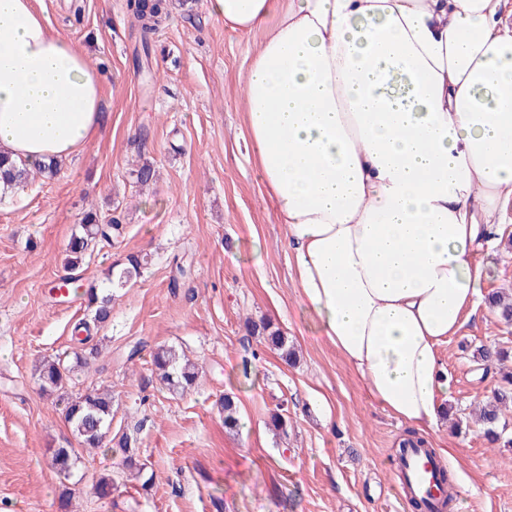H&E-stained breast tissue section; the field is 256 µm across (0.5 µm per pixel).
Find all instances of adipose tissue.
Here are the masks:
<instances>
[{"mask_svg":"<svg viewBox=\"0 0 512 512\" xmlns=\"http://www.w3.org/2000/svg\"><path fill=\"white\" fill-rule=\"evenodd\" d=\"M34 3L0 0V154L62 160L102 126L101 77ZM208 3L265 33L243 103L303 302L392 416L436 428L440 347L512 202V0Z\"/></svg>","mask_w":512,"mask_h":512,"instance_id":"adipose-tissue-1","label":"adipose tissue"}]
</instances>
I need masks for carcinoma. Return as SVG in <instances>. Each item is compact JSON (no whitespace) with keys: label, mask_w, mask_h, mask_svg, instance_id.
Masks as SVG:
<instances>
[{"label":"carcinoma","mask_w":512,"mask_h":512,"mask_svg":"<svg viewBox=\"0 0 512 512\" xmlns=\"http://www.w3.org/2000/svg\"><path fill=\"white\" fill-rule=\"evenodd\" d=\"M174 0H126V10L131 27L137 29L142 37L143 47H148V35L166 20L172 10ZM40 173L54 176L60 170L55 160L49 162H12L0 156V173L7 172L6 189H22L31 178V169ZM136 184L141 187L153 182L155 171L144 162L132 170ZM118 229V224L104 222L92 210L86 212L81 219L79 229L72 234L66 246V266L74 270L80 266L88 251L102 240H109L112 231ZM119 271L109 270L108 283L122 285L128 279L140 274L147 265V258L139 254H128L121 262ZM87 305L95 308L94 321L104 322L110 315L112 294L109 289L98 290L90 288L83 292ZM492 307L496 308L499 319L512 323V296L501 293L492 296ZM250 333L263 337L265 342L280 352L281 357L288 362L295 361L294 347L288 345L279 329L269 322L247 323ZM508 357V351L500 347L479 346L473 358L485 366L499 364ZM75 364H69L57 357L47 361L38 369V382L42 393L47 395L64 396L65 389L72 381V373L76 367L87 364V358L74 353ZM152 365L154 373L161 384L174 392H185L193 387L198 372L195 366L180 358L172 348H160L153 354ZM224 427L234 430L238 427L237 405L233 397L226 395L223 401ZM512 410V371L500 372V384L494 389L492 396L480 409V429L491 442L504 441L511 445L512 438L503 439L507 431L506 412ZM65 418L71 428V433L77 441L76 448H56L53 450V465L63 474L68 475L80 458V451L86 448H102L112 443L116 444L123 453L122 465L128 468L137 466L135 443L126 435L117 439L112 438V394L96 389L88 390L67 397L64 407Z\"/></svg>","instance_id":"cac0c4a2"}]
</instances>
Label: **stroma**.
Instances as JSON below:
<instances>
[{
  "label": "stroma",
  "instance_id": "obj_1",
  "mask_svg": "<svg viewBox=\"0 0 512 512\" xmlns=\"http://www.w3.org/2000/svg\"><path fill=\"white\" fill-rule=\"evenodd\" d=\"M48 25L67 35L102 78L104 126L55 176L33 173L0 196V512H405L399 501L398 443L408 430L374 400L356 371L315 327L303 303L285 227L251 159L243 77L260 30L225 28L208 0L174 9L148 41L131 29L126 0H38ZM145 161L150 188L130 175ZM114 218L120 234L97 244L76 274L101 287L127 253L143 273L113 288L109 319L85 343L81 300L60 299L65 248L87 211ZM487 292L512 289V204L494 246L474 254ZM279 328L296 350L281 358L246 320ZM512 350V324L487 306L441 347V398L471 413L499 383L472 353ZM175 348L197 364L195 389L163 388L151 354ZM82 352L89 365L71 392L111 390L112 431L135 441L142 477L118 450L83 452L71 477L52 451L72 435L61 406L44 396L36 368ZM233 396L238 432L224 429ZM288 434L268 428L272 413ZM446 460L454 488L448 512H512V447L481 431L426 433ZM112 495L95 497L96 477Z\"/></svg>",
  "mask_w": 512,
  "mask_h": 512
}]
</instances>
